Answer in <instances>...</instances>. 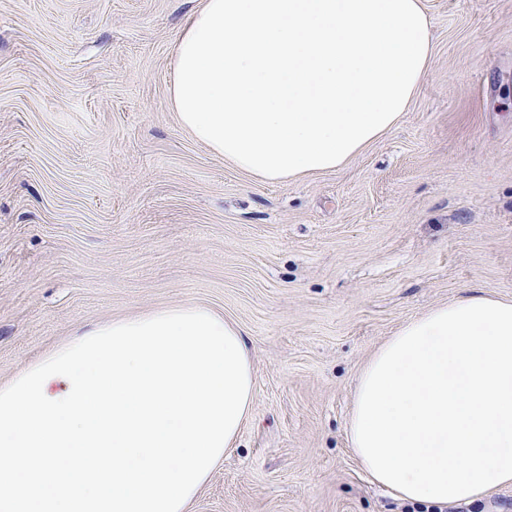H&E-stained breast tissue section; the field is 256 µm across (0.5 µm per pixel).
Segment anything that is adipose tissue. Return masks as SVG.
<instances>
[{"label": "adipose tissue", "instance_id": "obj_1", "mask_svg": "<svg viewBox=\"0 0 512 512\" xmlns=\"http://www.w3.org/2000/svg\"><path fill=\"white\" fill-rule=\"evenodd\" d=\"M423 0H203L170 63L180 126L255 179L336 170L427 77ZM242 329L205 306L115 318L0 383V512H188L251 414ZM347 436L395 498L512 486V301L429 308L364 364Z\"/></svg>", "mask_w": 512, "mask_h": 512}]
</instances>
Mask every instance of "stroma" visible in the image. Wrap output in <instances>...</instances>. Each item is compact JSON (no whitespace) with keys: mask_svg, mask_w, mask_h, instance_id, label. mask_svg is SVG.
<instances>
[{"mask_svg":"<svg viewBox=\"0 0 512 512\" xmlns=\"http://www.w3.org/2000/svg\"><path fill=\"white\" fill-rule=\"evenodd\" d=\"M202 0H0V382L77 329L206 305L246 332L250 420L190 512L426 508L362 472L357 376L428 308L512 300V0H425L431 69L345 166L262 183L179 124Z\"/></svg>","mask_w":512,"mask_h":512,"instance_id":"35a3bbf8","label":"stroma"}]
</instances>
